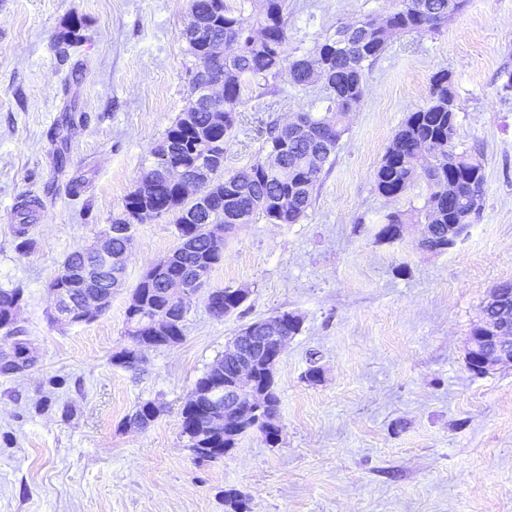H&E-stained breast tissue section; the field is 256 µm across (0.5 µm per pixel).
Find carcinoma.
<instances>
[{
    "mask_svg": "<svg viewBox=\"0 0 512 512\" xmlns=\"http://www.w3.org/2000/svg\"><path fill=\"white\" fill-rule=\"evenodd\" d=\"M466 0H391L381 21L367 15L352 25L341 26L326 36L314 52L289 59L288 11L286 0H190V14L208 20L199 29L190 24L183 32L190 54L196 62L208 65L211 47L219 41L227 45L224 64L219 70L224 93L217 98L200 95L202 82L193 73L189 105L181 112L165 136L151 149L152 165L140 178L147 190L133 189L124 198L121 213L112 217V251H131L136 224H149L166 217L174 224L178 244L162 257L165 271L146 272L132 292L137 305L126 312L128 344L112 354V364L135 370L131 343L150 335L149 321L162 317L168 323L167 347L184 338L186 310L165 293L166 278L180 276L191 286L207 281L212 270L224 261V240L214 239L208 226L221 224L230 231L240 224L263 219L269 224H298L312 205L317 184L325 168L331 165L336 148L346 131L345 120L364 94L365 71L384 53L388 43L400 33L428 34L437 31L448 18L463 9ZM82 22L72 18L65 25L57 47L60 52L79 37ZM288 71L297 85L323 82L328 97L322 112L300 114L302 126L286 128L272 120L261 136L267 156L235 171L224 170V149L234 128L237 114L245 102L247 84L264 81L267 92L274 93L271 81ZM456 104L448 88V71L440 70L430 79L429 100L410 113L393 136L374 173L376 190L398 199L424 180L429 195L424 205L410 213H393L381 225L377 238L396 239V227L402 224H431V237L422 249L443 252L453 245L469 224L480 215L485 179L482 163L476 157L456 151ZM205 157L211 162L206 205L184 195L178 185L167 181L161 169L165 164H189ZM41 208L37 197L23 200L17 207L19 223L14 225L17 249L31 250L30 218ZM94 257L86 250L68 254L63 265L82 269ZM126 267L103 270L98 291L109 293L124 284ZM221 319L238 310L247 293L230 287L212 293ZM24 301L20 288H0V328L15 337L10 352L0 358V377L18 378L27 374L30 342L18 324ZM224 370V359L217 360L200 376L181 411V430L188 448H214L205 455L208 461L224 458L222 448L235 447L237 439L252 431L265 441H278L277 413L279 397L273 380L264 375L258 385L268 391L265 411L246 412L239 404L240 421L235 434L224 437V429L205 430L213 417L207 392L217 371ZM162 412L161 406L147 401L136 406L126 423L144 429ZM228 512H250L248 500L239 491H224Z\"/></svg>",
    "mask_w": 512,
    "mask_h": 512,
    "instance_id": "1",
    "label": "carcinoma"
}]
</instances>
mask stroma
<instances>
[{"label":"stroma","mask_w":512,"mask_h":512,"mask_svg":"<svg viewBox=\"0 0 512 512\" xmlns=\"http://www.w3.org/2000/svg\"><path fill=\"white\" fill-rule=\"evenodd\" d=\"M389 0H288L287 53ZM82 39L60 54L69 18ZM189 0H0V288H19V320L38 362L0 378V512H512V367L473 373L469 334L498 283L512 281V0H468L438 31L400 35L366 73L331 167L298 224L258 221L224 242V260L188 303L183 341L149 351L139 372L112 363L146 268L177 245L167 219L136 225L126 281L88 323H51L49 283L64 257L112 222L150 151L189 98ZM452 77L458 146L485 175L480 217L439 254L425 227L378 240L389 212L421 205L425 184L394 201L374 171L396 130L423 106L433 73ZM248 93L224 149L234 171L262 154L261 128L323 105L322 84L280 74ZM75 105L82 121L58 167L51 133ZM44 208L36 244L16 248L21 200ZM243 288L214 318L207 294ZM279 311L301 330L275 367L276 443L241 436L224 459H196L181 434L194 383L245 324ZM321 370L309 382L310 366ZM160 404L144 430L124 421Z\"/></svg>","instance_id":"stroma-1"}]
</instances>
